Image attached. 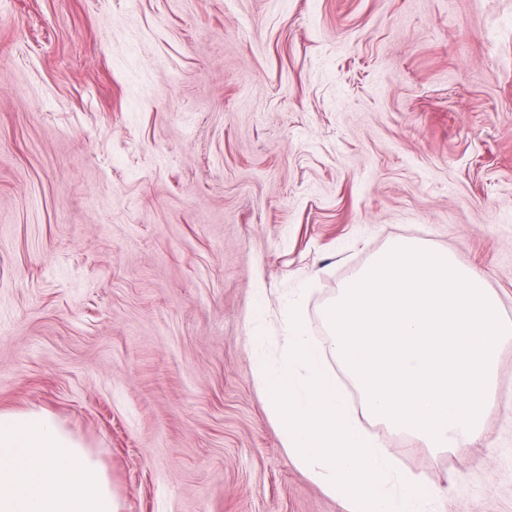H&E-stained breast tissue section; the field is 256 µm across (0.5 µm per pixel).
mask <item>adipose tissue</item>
Here are the masks:
<instances>
[{
  "label": "adipose tissue",
  "instance_id": "1",
  "mask_svg": "<svg viewBox=\"0 0 512 512\" xmlns=\"http://www.w3.org/2000/svg\"><path fill=\"white\" fill-rule=\"evenodd\" d=\"M0 512H122L105 468L48 409L0 410Z\"/></svg>",
  "mask_w": 512,
  "mask_h": 512
}]
</instances>
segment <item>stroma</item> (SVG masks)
Listing matches in <instances>:
<instances>
[{
	"label": "stroma",
	"mask_w": 512,
	"mask_h": 512,
	"mask_svg": "<svg viewBox=\"0 0 512 512\" xmlns=\"http://www.w3.org/2000/svg\"><path fill=\"white\" fill-rule=\"evenodd\" d=\"M512 319V0H0V409L123 512H345L254 382L256 286L308 327L391 243ZM458 448L362 423L440 512H512V337Z\"/></svg>",
	"instance_id": "obj_1"
}]
</instances>
